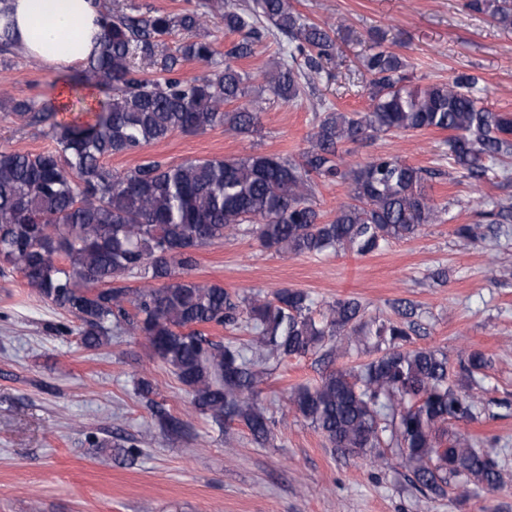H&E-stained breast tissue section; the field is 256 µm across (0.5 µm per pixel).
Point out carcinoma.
I'll return each mask as SVG.
<instances>
[{
	"instance_id": "carcinoma-1",
	"label": "carcinoma",
	"mask_w": 512,
	"mask_h": 512,
	"mask_svg": "<svg viewBox=\"0 0 512 512\" xmlns=\"http://www.w3.org/2000/svg\"><path fill=\"white\" fill-rule=\"evenodd\" d=\"M202 7L220 11L224 32L238 35L224 66L210 76L184 80L177 65L213 63V42L197 39L164 50L174 30L197 29L205 13L103 10L99 50L70 79L75 100L50 111L34 100L13 102L12 119L52 135L58 148L0 150V273L19 274L38 297L76 318L87 348L100 347L115 332L144 337L187 388L196 411L220 430L242 423L259 445L272 433L257 402L260 362L324 347L331 359L372 336L377 357L327 368L316 384L289 392L288 410L309 421L330 447L372 463L383 459L381 445L389 440L426 489L448 487L457 500L467 499L473 485L497 489L498 464L457 428L474 418L475 396L448 383L446 353L411 345V309L399 305L400 320L369 329L355 300H338L318 318L315 301L302 290L235 299L224 285L197 281L191 272L201 247L232 233H250L261 246L293 255L344 248L366 255L408 239L443 220L445 209L428 193L431 172L388 155L349 164L342 145L387 132L448 131L454 163L479 178L485 162L512 156V113L481 105L471 94L474 75L420 86L401 55L381 49L363 59L370 109L322 113L298 160L247 154L177 164L148 159L122 173L108 168V158L177 132L256 127L262 107L247 98L248 75L235 61L253 56L260 21L288 37L291 61L262 87L283 102L298 99L302 81L337 49L333 29L300 22L289 0H207ZM467 7L512 28V0H467ZM9 13V0H0V50L14 45ZM137 55L161 76L136 69ZM299 55L305 73L295 65ZM90 88L102 95L89 109L91 120H57L58 113L84 106L82 90ZM231 104L234 109L224 110ZM316 178L349 187L350 201L328 220L312 200ZM131 277L143 285L129 287ZM211 325L242 327L251 339L214 340L204 332ZM487 366L481 352H471L465 368L471 382ZM158 422L169 435L183 432L184 421L169 413H159Z\"/></svg>"
}]
</instances>
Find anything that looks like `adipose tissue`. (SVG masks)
<instances>
[{"label":"adipose tissue","mask_w":512,"mask_h":512,"mask_svg":"<svg viewBox=\"0 0 512 512\" xmlns=\"http://www.w3.org/2000/svg\"><path fill=\"white\" fill-rule=\"evenodd\" d=\"M11 32L25 54L63 70L95 55L101 26L94 0H11Z\"/></svg>","instance_id":"1"}]
</instances>
